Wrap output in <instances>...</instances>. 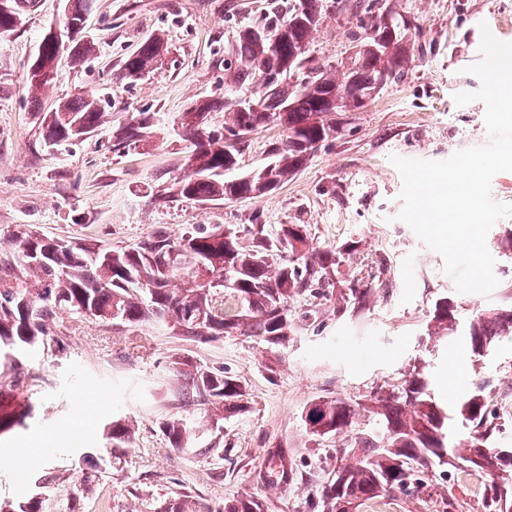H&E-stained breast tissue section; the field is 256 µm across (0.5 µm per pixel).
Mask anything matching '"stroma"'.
I'll use <instances>...</instances> for the list:
<instances>
[{
    "label": "stroma",
    "mask_w": 512,
    "mask_h": 512,
    "mask_svg": "<svg viewBox=\"0 0 512 512\" xmlns=\"http://www.w3.org/2000/svg\"><path fill=\"white\" fill-rule=\"evenodd\" d=\"M287 3L96 0L86 32L97 58L81 68L60 60L54 86L37 100L27 87L28 66L49 27L63 23L65 0H40L21 27L0 34V243L28 224L49 237L107 246L139 242L161 226L177 235L189 224L240 231L263 224L271 233L282 224H304L314 249L355 243L342 277L369 272L384 259L391 284L359 312H337L328 301L318 326H298L283 347L249 336L200 343L156 323L128 326L58 313L53 341L22 366L25 384L12 386L10 373L0 374L10 406H34L25 426L0 434V444L25 451L21 470H0V501L38 494L43 512H149V505L183 489L212 512L237 496L261 501L263 512H311L315 487L351 457L344 435L310 436L307 407L322 397L365 401L378 386L398 383L418 360L442 397L449 385L463 392L487 380L502 436L512 444V337L479 361L464 340L427 335L442 296L465 319L490 307L512 308V218L499 220L487 237L498 286L487 296L457 293L442 257L398 220L401 177L390 161L394 155L443 160L487 142L484 104L459 106L454 96L478 90L467 68L480 58V26L512 23V0H392L422 27L409 71L352 114L340 137L320 144L288 182L261 197L203 206L171 195L187 154L176 116L193 103L223 98L238 65L239 28ZM354 29L351 11L329 12L311 36V58L339 65ZM159 33L167 40L163 65L133 84L113 80L123 58ZM86 93L109 102L113 124L158 113L145 145L113 153L107 126L65 150H46L39 110ZM178 360L224 369L243 386L242 410L201 433L196 448L169 447L160 431L174 418H207L203 410H185ZM115 416L136 422L120 464L100 471L79 461V449L101 446L103 426ZM272 448L297 465L302 481L261 480ZM45 469L59 479L42 489L32 476ZM449 496L456 512H482L481 485L463 472L422 497H383L355 512H443Z\"/></svg>",
    "instance_id": "1"
}]
</instances>
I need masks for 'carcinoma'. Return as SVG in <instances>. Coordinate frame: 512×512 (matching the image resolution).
<instances>
[{
  "mask_svg": "<svg viewBox=\"0 0 512 512\" xmlns=\"http://www.w3.org/2000/svg\"><path fill=\"white\" fill-rule=\"evenodd\" d=\"M35 0H7L9 10L0 13V33L15 30L31 14ZM95 0H67L63 22L74 28L69 58L81 66L95 54L84 27ZM335 7L328 0H288V5L268 15L260 26H245L237 32L239 65L233 83L245 85L259 79L258 98L263 107L244 112L239 96H227L224 131L213 130L214 102H201L182 113L178 132L190 143L191 165L174 178L172 187L186 200L200 204L241 201L266 195L288 181L321 143L333 141L341 132L336 115H345L346 100L379 95L390 82L408 71L412 54L408 34L418 30L411 17L401 26L381 24L392 9L388 0H362L357 5L356 31L352 32V67L331 71L306 56L310 36ZM278 42L270 50L272 41ZM164 50V39L154 35L124 58L115 78L132 82L150 72ZM34 60L50 76L29 86L38 89L53 84L58 48L43 37ZM308 71L299 83L293 74ZM288 111L282 112V106ZM108 113L103 101L93 95L58 102L41 117L43 143L63 150L79 139L76 128L94 133ZM156 113L140 112L112 133V152L124 153L146 140ZM275 125L282 130L269 150V168L245 176L235 175L239 158L250 135ZM219 224H193L174 236L164 230L127 246L105 247L94 243L50 239L27 226L14 237L9 251L0 248V348L32 354L50 339V320L59 311L114 324L137 325L158 320L173 332L206 343L224 336L256 337L270 345L283 346L296 330L291 302L301 298L306 309L301 320L318 321L321 301L337 295L340 304L366 307L381 286L380 276L367 280L352 277L339 287L340 257L350 247L313 250L307 225L282 224L270 235L264 224L247 228L250 243L242 244L238 232L227 226L216 236ZM219 278L232 288L219 294L206 287ZM432 322L443 336L462 337L471 353L490 355L504 336L512 335V310L488 308L463 320L446 297L434 303ZM184 402L200 405L216 415L241 410L243 387L224 369L195 366L186 373ZM30 404L21 409L0 410V433L24 425L32 416ZM367 413L373 427L354 437L353 462L336 469L331 480L315 490L313 512H342L349 506L388 494L420 495L432 482L448 480L453 461L464 463L478 454L498 459L496 465L470 467L484 478L483 512H512V499L504 477L512 480V456L499 457L495 447L502 426L489 409L488 396L477 386L457 398L441 401L430 392L425 365L417 361L389 389L379 388L363 403L323 398L312 403L305 425L317 437L334 436L355 424L358 412ZM162 433L173 448L191 447L197 430L180 420L162 423ZM133 424L127 418L104 426L114 465L117 448L132 444ZM265 480L288 484L297 468L279 449L268 451ZM0 512H43L42 501L30 497L5 506ZM154 512H201L194 496L174 491ZM224 512H262L248 498L224 503Z\"/></svg>",
  "mask_w": 512,
  "mask_h": 512,
  "instance_id": "cac0c4a2",
  "label": "carcinoma"
}]
</instances>
